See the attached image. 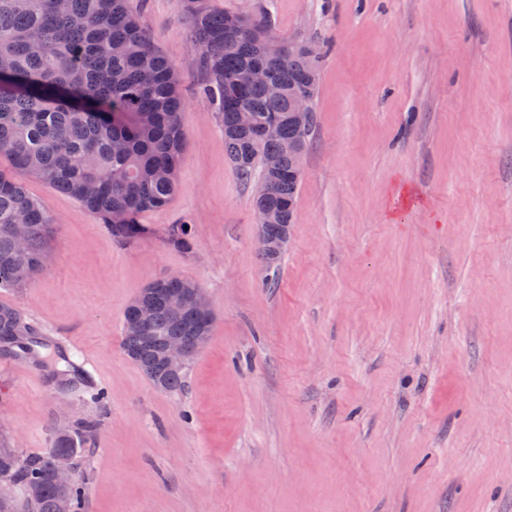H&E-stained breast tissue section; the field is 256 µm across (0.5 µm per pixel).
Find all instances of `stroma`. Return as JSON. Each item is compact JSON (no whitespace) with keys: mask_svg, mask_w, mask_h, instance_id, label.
<instances>
[{"mask_svg":"<svg viewBox=\"0 0 512 512\" xmlns=\"http://www.w3.org/2000/svg\"><path fill=\"white\" fill-rule=\"evenodd\" d=\"M321 55L317 127L277 270L199 89L186 0H129L175 66L187 147L154 235L125 245L27 176L56 224L47 268L0 290L93 383L56 392L0 353V434L22 456L101 426L87 512H512V0H202ZM181 220L193 253L164 244ZM204 289L215 323L187 389L122 349L152 281Z\"/></svg>","mask_w":512,"mask_h":512,"instance_id":"stroma-1","label":"stroma"}]
</instances>
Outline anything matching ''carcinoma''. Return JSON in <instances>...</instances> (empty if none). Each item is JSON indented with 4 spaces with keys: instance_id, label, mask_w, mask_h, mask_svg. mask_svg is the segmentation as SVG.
Returning a JSON list of instances; mask_svg holds the SVG:
<instances>
[{
    "instance_id": "obj_1",
    "label": "carcinoma",
    "mask_w": 512,
    "mask_h": 512,
    "mask_svg": "<svg viewBox=\"0 0 512 512\" xmlns=\"http://www.w3.org/2000/svg\"><path fill=\"white\" fill-rule=\"evenodd\" d=\"M187 13L189 37L206 73L200 94L216 110L225 152L244 179L261 166V181L271 184L262 205L278 216L277 223L291 224L301 181L293 172L291 146L308 148L316 114L299 120L290 111L288 91L303 88L315 95L316 77L309 69L320 55L269 58L257 35L227 30L228 13L210 10L200 0H187ZM246 66L267 69L282 86L280 96L272 98L257 85L236 89L231 77ZM1 74L10 81L0 84V157L10 168L69 194L126 244L153 234L139 217L165 206L177 189L185 149L183 97L174 65L155 49L127 0H0ZM241 109L263 121L275 117L277 135L263 138L240 129ZM266 154L278 157L277 172L264 168ZM15 224L26 226L23 247L12 231ZM52 226L41 202L12 173L0 170V289L24 288L44 270ZM163 241L192 251V224L168 225ZM156 287L154 281L138 296L154 307L147 335L156 343H143L129 306L123 349L157 389L178 394L185 388L186 371H160L161 344L177 338L198 351L200 337L210 335L213 317L190 306L172 315ZM0 344L18 357L34 354L37 331L19 309L0 306ZM52 376L61 391H79L93 404L105 399V391L86 384L70 362L65 370L53 369ZM97 426L98 421L86 419L59 428L51 448L29 458L0 436V512H57L61 490L51 461L60 454L78 459L80 440ZM34 486L38 492L32 495ZM67 497L70 512H84L79 480Z\"/></svg>"
}]
</instances>
